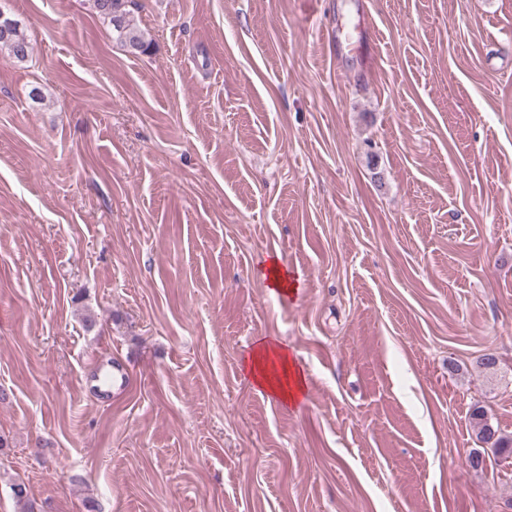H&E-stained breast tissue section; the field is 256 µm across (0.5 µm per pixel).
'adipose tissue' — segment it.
Returning a JSON list of instances; mask_svg holds the SVG:
<instances>
[{"label": "adipose tissue", "mask_w": 512, "mask_h": 512, "mask_svg": "<svg viewBox=\"0 0 512 512\" xmlns=\"http://www.w3.org/2000/svg\"><path fill=\"white\" fill-rule=\"evenodd\" d=\"M252 387L286 406H296L305 396L306 378L292 349L275 337L257 339L243 360Z\"/></svg>", "instance_id": "adipose-tissue-1"}]
</instances>
